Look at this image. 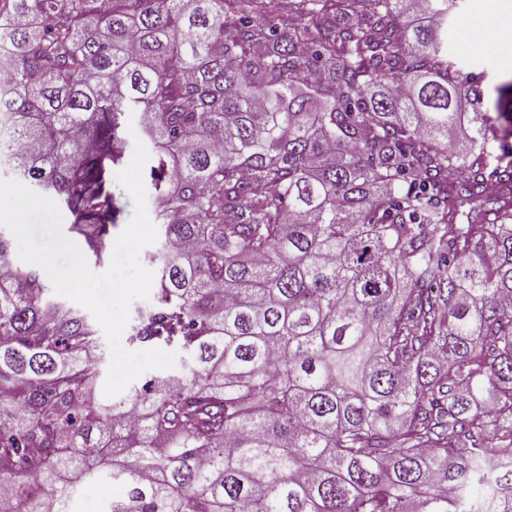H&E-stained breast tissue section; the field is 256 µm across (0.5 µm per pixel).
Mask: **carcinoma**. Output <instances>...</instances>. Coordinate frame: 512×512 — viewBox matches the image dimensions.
<instances>
[{"label": "carcinoma", "instance_id": "1", "mask_svg": "<svg viewBox=\"0 0 512 512\" xmlns=\"http://www.w3.org/2000/svg\"><path fill=\"white\" fill-rule=\"evenodd\" d=\"M2 59L0 159L96 256L137 114L133 336L190 363L104 404L97 325L0 231V512L102 471L109 512H512V80L484 109L448 0H11Z\"/></svg>", "mask_w": 512, "mask_h": 512}]
</instances>
